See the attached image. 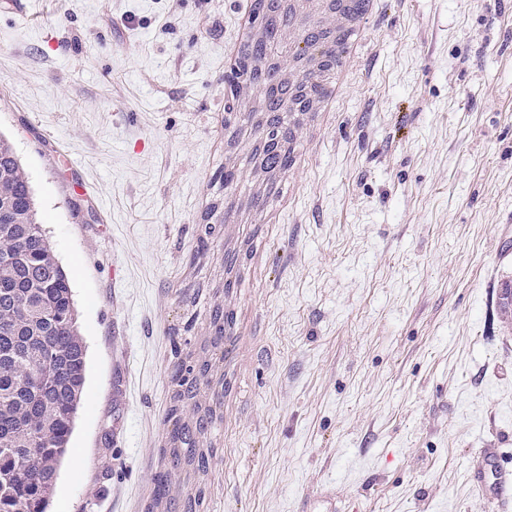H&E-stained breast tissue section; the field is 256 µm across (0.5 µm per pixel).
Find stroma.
Instances as JSON below:
<instances>
[{
  "label": "stroma",
  "mask_w": 512,
  "mask_h": 512,
  "mask_svg": "<svg viewBox=\"0 0 512 512\" xmlns=\"http://www.w3.org/2000/svg\"><path fill=\"white\" fill-rule=\"evenodd\" d=\"M242 2L0 0V134L87 348L50 512H143ZM362 40L252 227L201 512H488L474 460L512 474V7L381 0Z\"/></svg>",
  "instance_id": "35a3bbf8"
}]
</instances>
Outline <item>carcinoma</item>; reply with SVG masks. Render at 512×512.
Listing matches in <instances>:
<instances>
[{"instance_id":"obj_1","label":"carcinoma","mask_w":512,"mask_h":512,"mask_svg":"<svg viewBox=\"0 0 512 512\" xmlns=\"http://www.w3.org/2000/svg\"><path fill=\"white\" fill-rule=\"evenodd\" d=\"M512 318V283L498 289ZM87 353L69 278L32 187L0 139V512H47L73 433Z\"/></svg>"}]
</instances>
